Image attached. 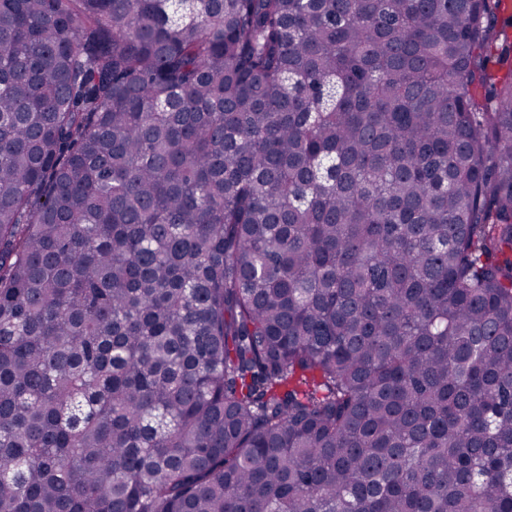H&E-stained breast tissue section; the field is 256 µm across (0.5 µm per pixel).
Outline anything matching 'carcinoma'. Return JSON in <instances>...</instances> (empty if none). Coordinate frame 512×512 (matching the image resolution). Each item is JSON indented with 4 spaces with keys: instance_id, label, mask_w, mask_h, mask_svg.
Returning a JSON list of instances; mask_svg holds the SVG:
<instances>
[{
    "instance_id": "obj_1",
    "label": "carcinoma",
    "mask_w": 512,
    "mask_h": 512,
    "mask_svg": "<svg viewBox=\"0 0 512 512\" xmlns=\"http://www.w3.org/2000/svg\"><path fill=\"white\" fill-rule=\"evenodd\" d=\"M502 0H0V512H512Z\"/></svg>"
}]
</instances>
